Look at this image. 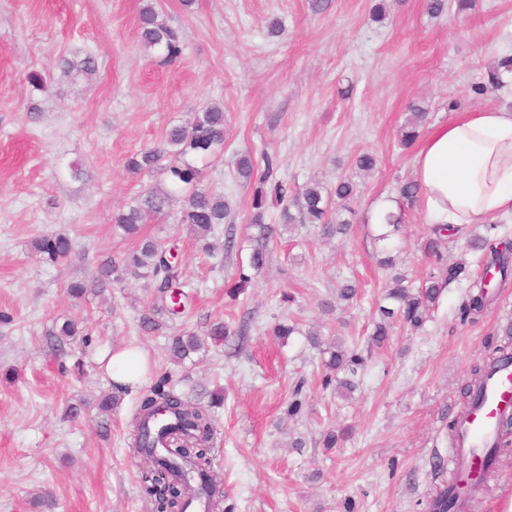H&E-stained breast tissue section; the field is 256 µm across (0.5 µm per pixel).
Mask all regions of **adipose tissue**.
Instances as JSON below:
<instances>
[{
    "instance_id": "1",
    "label": "adipose tissue",
    "mask_w": 512,
    "mask_h": 512,
    "mask_svg": "<svg viewBox=\"0 0 512 512\" xmlns=\"http://www.w3.org/2000/svg\"><path fill=\"white\" fill-rule=\"evenodd\" d=\"M414 180L427 223L512 215V110L463 111L435 126L416 154Z\"/></svg>"
}]
</instances>
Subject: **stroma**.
Wrapping results in <instances>:
<instances>
[{
    "mask_svg": "<svg viewBox=\"0 0 512 512\" xmlns=\"http://www.w3.org/2000/svg\"><path fill=\"white\" fill-rule=\"evenodd\" d=\"M376 2L155 0L183 44L166 62L140 42L144 0H0V512H153L129 430L165 374L203 403L223 391L210 448L234 512H344L348 498L357 512H426L434 486L452 480V469L439 475L432 463L448 454L447 425L473 366L512 324V280L467 322L459 309L470 283L449 284L424 330L394 326L373 348L349 400L322 388L320 352L305 333L366 344L386 281L369 216L378 199L399 200L417 153L398 130L412 105L432 127L463 110L512 108L511 77L471 89L512 56V0H471L462 12L451 2L438 16L428 0H388L381 22L371 18ZM88 55L90 75L78 69ZM211 103L224 107V151L210 158L203 184L231 202L233 251L222 248L224 228L208 254L175 215L143 225L177 243L190 294L182 318L159 332L138 321L155 291L149 280L71 298L69 281L91 279L102 260L134 246L116 233L113 211L162 181L130 175L127 157ZM246 152L272 155L293 192L313 181L331 191L344 179L355 190L342 213L349 230L331 239L307 224L279 229L281 207L267 200L265 221L278 227L269 259L234 296L258 234L254 187L234 171ZM363 152L377 160L372 174L355 167ZM426 233L419 208L406 210L398 264L409 277L432 268ZM56 234L72 252L52 264L32 244ZM348 277L360 285L357 302L324 314ZM285 318L301 332L283 342L271 328ZM67 319L80 333L58 351L48 334ZM216 321L236 331L234 343L171 360V336ZM134 346L148 357L146 377L99 411L112 390L109 357ZM299 381L305 404L288 420ZM341 424L352 429L344 447L323 448L322 432Z\"/></svg>",
    "mask_w": 512,
    "mask_h": 512,
    "instance_id": "1",
    "label": "stroma"
}]
</instances>
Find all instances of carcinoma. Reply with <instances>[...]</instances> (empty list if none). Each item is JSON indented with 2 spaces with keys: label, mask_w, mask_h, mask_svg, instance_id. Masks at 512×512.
Here are the masks:
<instances>
[{
  "label": "carcinoma",
  "mask_w": 512,
  "mask_h": 512,
  "mask_svg": "<svg viewBox=\"0 0 512 512\" xmlns=\"http://www.w3.org/2000/svg\"><path fill=\"white\" fill-rule=\"evenodd\" d=\"M140 39L148 49L162 50L168 61L177 59L182 44L177 30L160 19L150 0L140 11ZM512 71V56L501 58L487 73V80L474 84L473 91L481 94L487 86L501 83V72ZM427 112L415 109L400 130V143L408 147L419 137ZM224 108L212 104L193 114L186 124L173 125L166 129L160 142L133 153L126 161L127 169L135 174L155 173L168 175V184H158L137 195L123 210L112 215V223L125 235L138 239L136 247L120 260H104L96 276L90 280L70 282L66 290L74 298L87 291L103 292L128 277L151 280L159 295L145 307L140 321L152 332L162 329L159 315L175 316L185 307L186 295L181 290L180 272L175 262L173 248L165 247L156 239L139 238L140 225L155 218L168 215L173 198L180 192L187 193L185 205L178 216V223L187 226L202 249L212 252L211 241L216 226L224 223L230 209L221 193L201 185L202 172L198 162L211 157L224 147ZM276 164L270 156L264 157V168L258 169L251 154L243 153L235 160L237 176L243 181L256 184L253 194L252 225L265 237L272 227L264 222L263 207L267 194L278 201L288 198L287 185L275 178ZM335 198L324 192L323 186L315 182L298 193L295 205L298 215L289 208L281 211L282 225L291 226L299 222L311 224L325 237L345 230V222L338 220L337 207L353 195V186L348 181L336 185ZM392 230L376 237L384 242V248L392 247L394 236L402 229L403 212L388 216ZM431 236L424 243V252L433 260L434 268L424 278L409 280L404 274H395L386 284L384 300L389 305H378L379 320L370 337L371 344L382 346L390 333L391 324L398 322L411 329H419L427 321L430 311L437 304L445 283L460 278H469L468 266L464 262L449 265L445 262L442 246L448 237L460 233L461 228L446 224H433ZM469 246L484 251V274L506 282L512 276V255L498 250L495 242L477 236ZM34 250L56 262L69 255L72 242L66 236H50L37 239ZM471 287L477 293L469 294L460 312L461 321L478 314L490 301L484 291L483 281L475 280ZM311 343L319 348L322 365V386L333 388L334 393L348 398L357 388L356 377L364 369L366 358L361 352L347 348L339 340L324 342L317 332H308ZM205 347L204 339L195 333L172 337L170 351L173 358L182 363ZM501 359H512V340L495 347L493 353L472 368L476 380ZM223 401V395L213 396L210 406L203 408L192 403L186 396L168 386L164 379L157 382L142 399L133 420L132 448L141 462V480L145 494L154 503L155 512H185L186 494L190 489V474H195L200 483L197 491L208 498L211 508L223 501V489L213 473V459L209 440L212 435L213 416L211 408ZM512 445V416L501 420L496 446L488 449L485 466H490L500 452ZM474 494L460 486L459 481L436 487L426 504V512H465L472 507Z\"/></svg>",
  "instance_id": "carcinoma-1"
}]
</instances>
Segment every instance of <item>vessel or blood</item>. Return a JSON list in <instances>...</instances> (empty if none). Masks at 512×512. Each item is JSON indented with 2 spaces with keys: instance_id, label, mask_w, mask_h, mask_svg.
Returning <instances> with one entry per match:
<instances>
[{
  "instance_id": "vessel-or-blood-1",
  "label": "vessel or blood",
  "mask_w": 512,
  "mask_h": 512,
  "mask_svg": "<svg viewBox=\"0 0 512 512\" xmlns=\"http://www.w3.org/2000/svg\"><path fill=\"white\" fill-rule=\"evenodd\" d=\"M512 413V362L501 364L481 385V402L460 419L448 462L462 473L480 470L497 436V422Z\"/></svg>"
}]
</instances>
